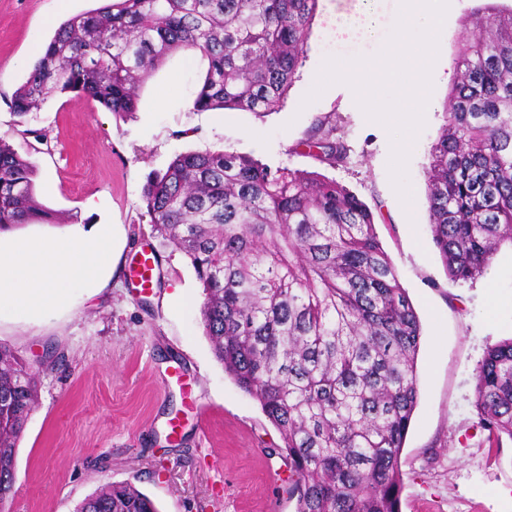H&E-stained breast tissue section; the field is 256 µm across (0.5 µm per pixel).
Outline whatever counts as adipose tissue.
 I'll use <instances>...</instances> for the list:
<instances>
[{"mask_svg":"<svg viewBox=\"0 0 512 512\" xmlns=\"http://www.w3.org/2000/svg\"><path fill=\"white\" fill-rule=\"evenodd\" d=\"M126 237L120 225L60 237L20 238L0 231V316L31 319L66 304L116 272Z\"/></svg>","mask_w":512,"mask_h":512,"instance_id":"ef3b65f1","label":"adipose tissue"}]
</instances>
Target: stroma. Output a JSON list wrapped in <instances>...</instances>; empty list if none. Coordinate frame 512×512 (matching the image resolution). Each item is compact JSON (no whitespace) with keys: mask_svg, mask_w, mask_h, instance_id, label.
I'll return each mask as SVG.
<instances>
[{"mask_svg":"<svg viewBox=\"0 0 512 512\" xmlns=\"http://www.w3.org/2000/svg\"><path fill=\"white\" fill-rule=\"evenodd\" d=\"M101 0H0V137L36 170L40 201L59 224H25L22 235L60 234L70 224L122 225L124 259L107 286L79 291L38 321L0 319V344L40 369L38 399L18 441L9 512H75L102 485L128 483L160 512H295L278 430L215 359L201 322L202 287L189 259L154 230L142 204L148 178L185 152L224 150L273 167L316 172L346 186L376 216V232L421 323L418 404L401 454V512H512V441L489 448L474 407L476 368L488 346L512 337V245L486 273L454 282L432 241L425 171L445 123L455 58L474 30L476 0H450L439 34L433 88L408 162L404 208L389 178L390 137L368 120L352 89L304 95L324 61L328 22L359 0H318L304 58L275 112H196L207 62L176 51L140 89L137 112L50 95L19 116L8 103L41 48L70 17ZM374 33L344 43L371 57L385 45L400 0H374ZM337 112L351 148L332 168L292 153L317 117ZM44 141H36L35 133ZM155 251L154 285L133 288L130 262Z\"/></svg>","mask_w":512,"mask_h":512,"instance_id":"1","label":"stroma"}]
</instances>
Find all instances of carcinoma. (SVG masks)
Wrapping results in <instances>:
<instances>
[{
	"label": "carcinoma",
	"mask_w": 512,
	"mask_h": 512,
	"mask_svg": "<svg viewBox=\"0 0 512 512\" xmlns=\"http://www.w3.org/2000/svg\"><path fill=\"white\" fill-rule=\"evenodd\" d=\"M317 0H108L61 24L10 100L17 115L53 92L111 112L138 109L140 84L174 51L208 60L197 112H273L291 86ZM462 45L446 124L425 171L433 242L448 277L482 276L512 244V8ZM336 112L296 144L330 167L350 148ZM35 170L0 138V230L56 224ZM154 229L191 262L213 354L282 436L295 512H401V452L418 401L421 324L369 207L315 172L251 156L186 153L151 176ZM39 371L0 345V512ZM474 406L488 447L512 440V338L489 346ZM77 512H158L129 484H106Z\"/></svg>",
	"instance_id": "obj_1"
}]
</instances>
